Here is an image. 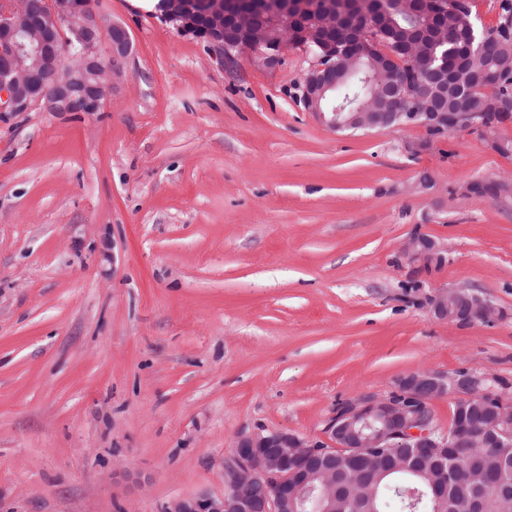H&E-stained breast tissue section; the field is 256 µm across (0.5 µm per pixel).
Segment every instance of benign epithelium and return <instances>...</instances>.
<instances>
[{"mask_svg": "<svg viewBox=\"0 0 512 512\" xmlns=\"http://www.w3.org/2000/svg\"><path fill=\"white\" fill-rule=\"evenodd\" d=\"M465 0H434L433 37H452L454 17ZM228 0H162L161 17L181 33L190 34L207 47L232 59V51H249L258 66L275 70L286 47L312 56L298 99L305 111L336 130L386 131L422 128L432 139L450 132L476 135L498 152L504 146L501 127L512 123V98L493 99L484 112H445L429 87L438 76L427 56L414 43L402 50L405 64L412 66V84L397 80L396 71L380 70L375 84L384 107L359 112L353 119L339 112H326L321 100L334 88L331 81L336 57L353 60L371 47H378V11L367 12L364 28H336V16L327 15L312 29L304 18L308 7L281 0L277 13L286 18L282 38H267L245 11H230ZM78 46L75 54L70 48ZM132 50L129 31L107 21L95 8V0H0V119L41 107L48 112L95 113L103 109L107 76L112 82L124 77ZM405 258L427 269L448 262V248L420 234L409 236L402 248ZM433 317L458 326H492L501 310L472 288H446L428 296ZM486 377L477 372L454 374L418 372L396 382L385 395H368L345 402L327 423L324 436L307 438L283 430L259 429L243 434L224 461V492L181 497L166 512H282L288 491L297 484L303 468L319 460L334 463L336 455H358L369 448H390L403 443L409 448H464L475 433L456 424L448 430L435 425L431 402L452 394L467 403L485 395ZM492 410L505 416L504 428H492L485 437L499 449L498 480L512 476V404L490 402ZM258 479L270 492L262 503L252 495L249 479Z\"/></svg>", "mask_w": 512, "mask_h": 512, "instance_id": "benign-epithelium-1", "label": "benign epithelium"}]
</instances>
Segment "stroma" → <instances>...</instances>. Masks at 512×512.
<instances>
[{
    "label": "stroma",
    "instance_id": "stroma-1",
    "mask_svg": "<svg viewBox=\"0 0 512 512\" xmlns=\"http://www.w3.org/2000/svg\"><path fill=\"white\" fill-rule=\"evenodd\" d=\"M97 7L132 39L102 111L0 122V512L219 494L239 435L319 437L419 370L512 399V195L465 190L512 182V155L333 131L298 100L303 51L227 63L132 0ZM415 232L447 264H410ZM454 287L503 319L431 316Z\"/></svg>",
    "mask_w": 512,
    "mask_h": 512
}]
</instances>
